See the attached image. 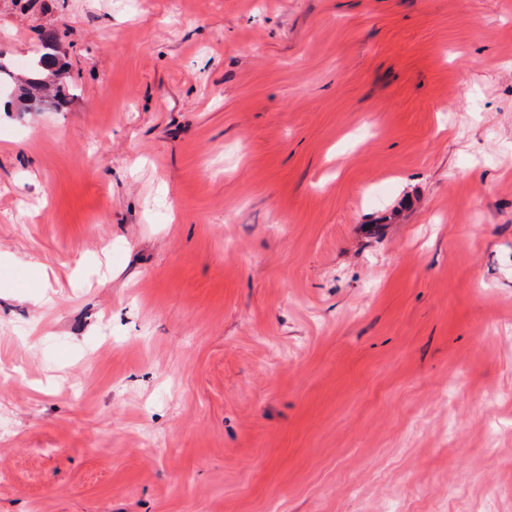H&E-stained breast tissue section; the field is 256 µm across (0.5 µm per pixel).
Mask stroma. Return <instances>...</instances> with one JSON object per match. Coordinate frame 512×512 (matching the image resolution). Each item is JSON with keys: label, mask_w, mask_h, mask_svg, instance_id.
Listing matches in <instances>:
<instances>
[{"label": "stroma", "mask_w": 512, "mask_h": 512, "mask_svg": "<svg viewBox=\"0 0 512 512\" xmlns=\"http://www.w3.org/2000/svg\"><path fill=\"white\" fill-rule=\"evenodd\" d=\"M0 512H512V0H0ZM53 36H46L43 40L44 52H40L37 57L32 59L23 77H19L20 72L17 65L8 59L3 53H0V97H2L5 88H11L10 95L15 90L18 83L29 102L36 105L53 104L49 98V83L54 85L63 74L62 66L59 64L57 56L53 51ZM59 66L57 70H54Z\"/></svg>", "instance_id": "1"}]
</instances>
